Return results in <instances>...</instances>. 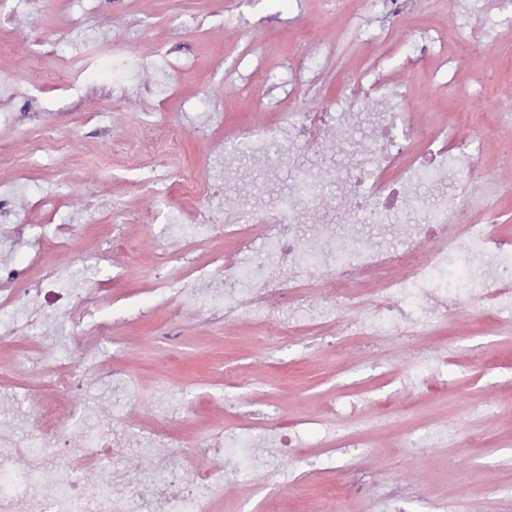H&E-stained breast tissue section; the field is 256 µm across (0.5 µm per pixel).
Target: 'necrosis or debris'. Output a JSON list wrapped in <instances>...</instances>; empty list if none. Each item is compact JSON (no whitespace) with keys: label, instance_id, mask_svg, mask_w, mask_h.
Masks as SVG:
<instances>
[{"label":"necrosis or debris","instance_id":"4bbe7bcc","mask_svg":"<svg viewBox=\"0 0 512 512\" xmlns=\"http://www.w3.org/2000/svg\"><path fill=\"white\" fill-rule=\"evenodd\" d=\"M502 6L503 0L451 3L459 32L483 42L498 39L488 17ZM344 95L349 104L336 113L289 112L272 130L239 129L224 152L223 178L185 181L182 209L167 226L159 305L177 298L217 301L225 319L245 314L260 324L274 321L286 335L335 331L347 312L351 318L335 331L336 343L355 350L392 342L422 327L430 314L456 315L466 295L486 312L512 309V241L487 233L475 218V202L496 188L460 183L471 154L459 146L454 127L437 128L422 152L407 155L395 136L406 118L402 88L361 72L345 83ZM241 156L258 174L247 189L236 165ZM284 170L289 179L283 183ZM311 175L334 187L338 198L337 209L314 229L305 226L314 206L302 183ZM245 194L252 201L246 212L240 207ZM217 195L223 207L203 210L202 199ZM391 215L396 223H388ZM218 228L248 262L225 264L215 253L186 267L187 253L201 250ZM12 230L42 277L31 285L26 270L0 257V312L24 319L27 346L18 365L51 372L53 394L37 417H17L11 428H0V458L20 464L25 474L22 495L0 490V512H205L215 475L189 464L171 423L118 435L109 416L85 407L86 430L55 425L81 376L95 373L117 405L134 397L137 382L112 352L120 339L111 324L98 325L90 341H63L49 330L44 291L68 273L46 262L45 253H71L75 229L51 238L21 222ZM315 284L322 288L316 303L309 299ZM233 447L246 448L251 467L268 473L302 454L278 424L265 426L254 441L212 436L194 453L222 455ZM114 448L149 459V467L113 471L111 483L103 484L102 461ZM67 471L74 480L64 479Z\"/></svg>","mask_w":512,"mask_h":512}]
</instances>
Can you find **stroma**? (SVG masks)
Segmentation results:
<instances>
[{
    "instance_id": "35a3bbf8",
    "label": "stroma",
    "mask_w": 512,
    "mask_h": 512,
    "mask_svg": "<svg viewBox=\"0 0 512 512\" xmlns=\"http://www.w3.org/2000/svg\"><path fill=\"white\" fill-rule=\"evenodd\" d=\"M15 8L13 24L0 27V88L25 92L42 84L40 61L50 56H76L79 69L76 93L45 86L30 112L0 124V150L29 160L1 166L0 185L29 203L30 224L55 229L80 221L75 250L96 249L115 235L131 244L118 256L127 269L121 280L87 265L72 268L75 280L107 289L104 301L80 320L55 313L60 336L115 322L120 359L138 380L134 400L113 422L116 432L169 419L191 448L216 433L238 435L258 413L298 424L304 454L287 459L280 474L255 472L239 457L221 459L222 491L206 512H376L375 493L389 480L412 493L409 512H428L439 501L456 512H512V332L492 327L473 300L464 299L458 315L433 317L424 335L364 356L306 334L287 345L276 328L245 319L210 322L202 305L183 307L174 320L154 292L182 174L206 181L213 146L237 127H271L284 112L336 111L347 103L342 81L377 60L385 79L408 89L412 121L398 128L399 141L415 149L427 127L454 123L460 145L476 152L469 177L501 187L480 213L486 230L512 238V165L503 157L512 127L495 122L512 114V35L490 44L462 36L448 0H420L394 23L383 18L380 0H17ZM387 25L388 43L379 37ZM430 30L446 33L458 83L432 65L407 66ZM127 55L143 62L131 78L121 65ZM308 56L319 64L297 98L292 67ZM465 88L471 99L463 98ZM75 95L81 105L61 133L67 154L31 163L43 123ZM103 109L111 114L108 133L86 137L83 113ZM202 112L214 116L205 136L195 131ZM146 115L178 132L161 201L146 171L124 164L140 148ZM44 195L59 200L52 213L35 205ZM173 324L180 336L174 362L164 337ZM23 340L0 336V387H11L14 397L0 423L36 416L50 396L41 373L15 366ZM440 348L449 363L437 369L436 389L404 386L418 366L415 351ZM233 372L248 386H226ZM347 437L353 447L329 458L327 449ZM340 479L354 485L343 499L333 493Z\"/></svg>"
}]
</instances>
